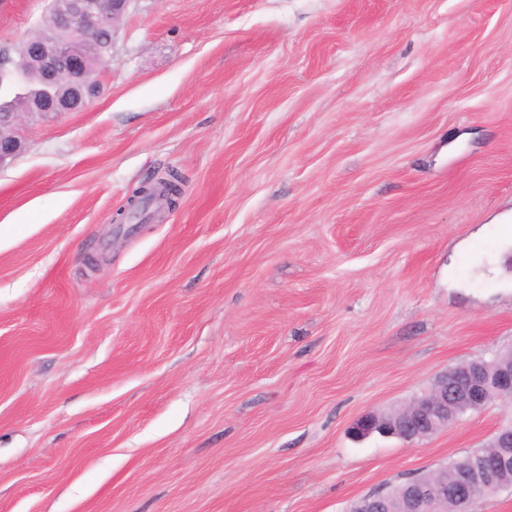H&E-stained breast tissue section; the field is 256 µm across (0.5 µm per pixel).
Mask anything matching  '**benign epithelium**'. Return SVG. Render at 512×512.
Masks as SVG:
<instances>
[{
  "label": "benign epithelium",
  "instance_id": "obj_1",
  "mask_svg": "<svg viewBox=\"0 0 512 512\" xmlns=\"http://www.w3.org/2000/svg\"><path fill=\"white\" fill-rule=\"evenodd\" d=\"M131 2L69 0L58 19V27L69 37L63 39L49 33L37 41L35 62L47 90L43 97L33 99L24 115L76 112L100 95L101 76L108 59H103L96 75L90 74L87 62L98 49L93 36L100 31L116 34ZM17 116L10 112L6 119L0 118V168L23 149L21 139L10 130ZM503 395L512 398V360L502 362L492 373L481 361L456 365L437 375L429 391L404 409L396 413L370 412L360 417L351 427V434L367 438L377 433L411 444L447 429L461 416L479 411ZM486 447L499 449L495 460L487 455L464 458L452 483L440 477L409 482L404 492L405 512H442L450 500L462 512H478V491L489 487L508 489L502 477L512 469V425L500 428ZM385 506L383 493L367 494L352 503L350 512H380Z\"/></svg>",
  "mask_w": 512,
  "mask_h": 512
}]
</instances>
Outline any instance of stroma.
Returning a JSON list of instances; mask_svg holds the SVG:
<instances>
[{
	"mask_svg": "<svg viewBox=\"0 0 512 512\" xmlns=\"http://www.w3.org/2000/svg\"><path fill=\"white\" fill-rule=\"evenodd\" d=\"M101 80L0 168V512H347L512 422L350 434L512 349V0H132Z\"/></svg>",
	"mask_w": 512,
	"mask_h": 512,
	"instance_id": "stroma-1",
	"label": "stroma"
}]
</instances>
